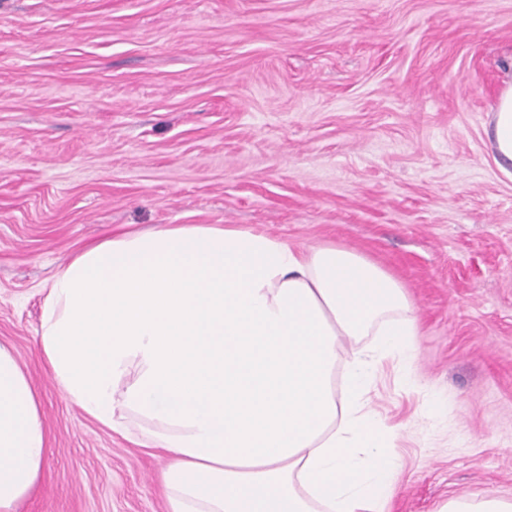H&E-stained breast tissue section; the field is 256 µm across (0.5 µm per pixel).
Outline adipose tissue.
Segmentation results:
<instances>
[{
  "label": "adipose tissue",
  "instance_id": "1",
  "mask_svg": "<svg viewBox=\"0 0 512 512\" xmlns=\"http://www.w3.org/2000/svg\"><path fill=\"white\" fill-rule=\"evenodd\" d=\"M491 133L512 164V85ZM418 331L401 283L352 249L161 224L64 264L39 342L67 400L165 457L166 512H389L402 463L368 393ZM47 451L38 396L0 345V512L34 490Z\"/></svg>",
  "mask_w": 512,
  "mask_h": 512
}]
</instances>
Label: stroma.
Instances as JSON below:
<instances>
[{
    "mask_svg": "<svg viewBox=\"0 0 512 512\" xmlns=\"http://www.w3.org/2000/svg\"><path fill=\"white\" fill-rule=\"evenodd\" d=\"M512 0H0V344L49 453L16 512H165L164 458L87 418L38 343L107 233L223 224L357 250L415 306L372 406L391 512L512 497V175L490 121Z\"/></svg>",
    "mask_w": 512,
    "mask_h": 512,
    "instance_id": "1",
    "label": "stroma"
}]
</instances>
